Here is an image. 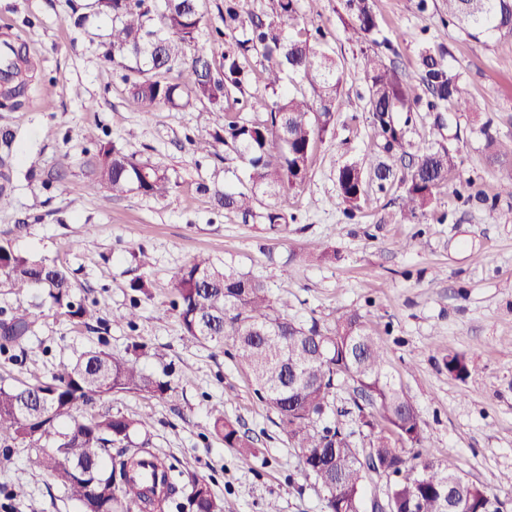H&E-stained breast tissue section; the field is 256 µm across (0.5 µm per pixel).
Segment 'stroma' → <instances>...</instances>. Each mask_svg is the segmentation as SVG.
Here are the masks:
<instances>
[{
    "instance_id": "1",
    "label": "stroma",
    "mask_w": 512,
    "mask_h": 512,
    "mask_svg": "<svg viewBox=\"0 0 512 512\" xmlns=\"http://www.w3.org/2000/svg\"><path fill=\"white\" fill-rule=\"evenodd\" d=\"M93 0H0V42L20 51L26 66L21 102L0 96V191L11 204L0 209V236L15 248L66 266L79 298L96 302L104 321L91 330L48 312L14 358L0 355V384L35 382L57 371L74 349L107 346L124 353L148 345L141 366L171 371L176 397L115 394L98 408L152 416L148 446L175 470L203 478L226 512H323L325 492L306 476L298 449L260 402L248 371L231 345L184 336L175 315L164 313L167 285L194 255L264 280L288 299L298 322L332 326L338 311L355 309L381 344L387 368L417 409L436 459L469 481L496 493L499 512H512V197L500 194L506 172L491 153L512 158V38H468L448 17L446 0H376L379 35L398 51L397 63L418 83L416 52L425 43L448 50L479 102L476 112L446 114L420 107L408 136L441 144L457 169L434 213L401 222L399 186L379 190L369 181L365 201L348 217L338 198L336 171L346 162L367 163L375 130L366 105L361 54L345 32L339 0H322L308 25L321 28L344 73L336 125L314 152L309 178L291 198L296 220L281 238L261 224L243 222L218 208L212 188L239 191L245 172L234 152L215 144L194 152L190 142L209 137V108L162 109L145 120L129 92L127 71L105 60L112 20ZM126 154L159 165L174 190L164 199L139 193L115 198L106 188L88 190L95 153L86 130ZM494 145H487L486 134ZM70 165L63 178L61 157ZM336 252L330 262L294 261V253L319 244ZM148 283L135 326L124 316L133 302L130 283ZM465 354L469 375L458 380L444 367ZM238 422L257 441L242 459L211 432L215 416ZM30 450L0 447V512H79L68 493L32 469Z\"/></svg>"
}]
</instances>
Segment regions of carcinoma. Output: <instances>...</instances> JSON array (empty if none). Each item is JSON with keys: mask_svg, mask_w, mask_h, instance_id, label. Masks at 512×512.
I'll return each instance as SVG.
<instances>
[{"mask_svg": "<svg viewBox=\"0 0 512 512\" xmlns=\"http://www.w3.org/2000/svg\"><path fill=\"white\" fill-rule=\"evenodd\" d=\"M100 12L112 15L109 46L112 57L130 62L132 98L144 116L162 107L187 109L201 104L215 116L212 140L191 141L193 151L207 153L212 142L232 149L245 165L248 188L214 191L218 206L240 214L244 222L260 221L273 235L288 227V200L309 176L317 141L336 121L343 70L326 50V35L302 20L300 0H273L269 14L244 12L241 0H224L222 26L207 27L199 0H97ZM448 17L478 40L512 36V0H447ZM350 39L366 44L362 69L368 83V111L380 153L370 163L379 188L396 177L390 161L415 157L410 171L399 176L400 211L407 220L434 211L439 190L456 169L447 148L434 149L406 136L397 122L420 102L402 70L387 62L397 54L390 41L378 40L374 0H343ZM224 40L215 55L211 42ZM262 56L267 99L261 119L246 120L234 110L237 95L252 82L250 58ZM420 80L432 96L436 112H475V99L460 75L444 63L443 45L419 49ZM306 81L310 91L289 89ZM315 102H310L307 94ZM96 144L88 172L91 190L104 186L112 196L137 192L163 198L172 184L159 166L129 156L112 143L88 133ZM366 171L356 162L336 173L344 213L361 209ZM0 287L27 294L75 325L92 328L97 309L77 299L72 274L44 258L14 249L0 238ZM169 310L183 334L221 345L229 340L233 357L251 372L257 398L276 414V426L300 450L305 471L323 487L325 512H364V482L372 472L408 469L418 477L396 481L387 497L402 504L420 499L419 512H446L443 493L448 471L429 451L418 411L390 377L381 343L356 310L341 312L330 327L313 319L297 323L270 296L263 281L230 265L197 255L169 283ZM36 316L17 307L0 322V354L35 335ZM147 346L134 343L125 354L92 348L75 354L51 378L20 386L0 385V447L24 444L31 449L30 467L47 473L79 502L81 512H168L176 498L186 499L190 512H225L224 500L208 483L170 471L163 489L140 490L133 477L145 459L162 457L133 444L131 436L150 425V416L129 418L95 411L103 399L118 393L172 398L179 383L169 374L145 371L139 365ZM448 374L463 380L468 361L450 354ZM357 384L353 399L356 421L367 430L368 449L361 452L343 426L322 420L335 406L336 390ZM213 431L243 457L256 453L253 440L237 423L219 416ZM62 448L64 453L54 454ZM118 449L112 454V449ZM456 512H488L493 495L468 480L458 484Z\"/></svg>", "mask_w": 512, "mask_h": 512, "instance_id": "cac0c4a2", "label": "carcinoma"}]
</instances>
